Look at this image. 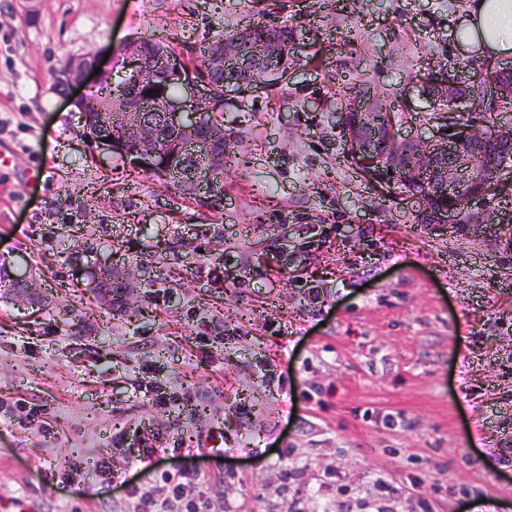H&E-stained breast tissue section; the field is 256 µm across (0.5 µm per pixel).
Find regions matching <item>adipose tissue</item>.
Wrapping results in <instances>:
<instances>
[{
  "mask_svg": "<svg viewBox=\"0 0 512 512\" xmlns=\"http://www.w3.org/2000/svg\"><path fill=\"white\" fill-rule=\"evenodd\" d=\"M454 36L489 61L512 55V0H468Z\"/></svg>",
  "mask_w": 512,
  "mask_h": 512,
  "instance_id": "1",
  "label": "adipose tissue"
}]
</instances>
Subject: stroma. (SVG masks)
I'll use <instances>...</instances> for the list:
<instances>
[{"mask_svg":"<svg viewBox=\"0 0 512 512\" xmlns=\"http://www.w3.org/2000/svg\"><path fill=\"white\" fill-rule=\"evenodd\" d=\"M466 0H0V268L28 267L41 295L0 296V417L18 400L42 426L0 425V512H127L126 487L147 492L153 468L223 474L187 492L237 512H512V467L493 448L512 423V250L484 225L459 238L416 224L399 189L364 178L336 128L339 83L388 95L403 131L441 120L414 80L448 69L466 80L479 57L457 45ZM287 24L286 82L224 100L237 161L220 202L189 199L128 160L99 151L83 118L54 91L59 61L134 39L198 60L208 38ZM303 224H332L313 274L333 293L322 312L291 288V268L220 288L226 243L249 241L248 264L289 253ZM373 237L363 238L368 227ZM111 266L128 286L122 316L87 286ZM172 288L170 306L150 290ZM238 331L191 345L208 319ZM275 333H261V321ZM280 376L295 396L280 410ZM207 407L175 418L143 373ZM253 405L249 423L237 418ZM142 421L185 447L215 422L223 459L177 454L131 466L117 435ZM80 476L61 469L65 459ZM110 459L113 481L96 464ZM399 485L385 496L377 475ZM330 486L332 501L318 499Z\"/></svg>","mask_w":512,"mask_h":512,"instance_id":"obj_1","label":"stroma"}]
</instances>
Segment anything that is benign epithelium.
Returning a JSON list of instances; mask_svg holds the SVG:
<instances>
[{"label":"benign epithelium","instance_id":"obj_1","mask_svg":"<svg viewBox=\"0 0 512 512\" xmlns=\"http://www.w3.org/2000/svg\"><path fill=\"white\" fill-rule=\"evenodd\" d=\"M121 49L129 78L111 85L109 100L120 105V112L135 115L134 123L124 128L125 134H133L131 140H141L148 150L160 139L163 126L186 133L184 151L174 154L166 167L175 178L178 192L216 200L212 187L224 182V169L211 166L200 171L196 165L199 158L210 160L224 152V135L213 127L210 106L216 100L224 101L229 93L260 85L261 77L246 80L226 77L228 63L236 59V48L224 38L213 45L200 79L175 55L162 58L158 72L141 68L144 58L153 52L150 40L131 41ZM99 66L101 63L95 55L65 60L56 69L57 93L69 96ZM157 76L178 81L182 85V98L160 104L147 96L144 86L154 82ZM503 90L496 79L481 85L472 75L466 83L430 76L416 83L420 96L448 108L454 116L465 111L464 104L468 101L497 100ZM373 103V95L365 92L344 98L338 127L347 153L363 172L379 183L395 182L407 158L409 166L428 169L433 173L431 185L406 192L413 214L427 218L432 230L451 227L461 237L471 234L472 224L464 216H478L474 204L494 192L503 171L512 170V126L497 122L485 133L481 127L457 123L444 126L440 135L432 138H410L400 132L393 119L385 128L376 125L371 113ZM442 189L448 192V207L437 209L434 200ZM9 288L12 297H21L27 303L33 300L34 289L27 272H17Z\"/></svg>","mask_w":512,"mask_h":512}]
</instances>
